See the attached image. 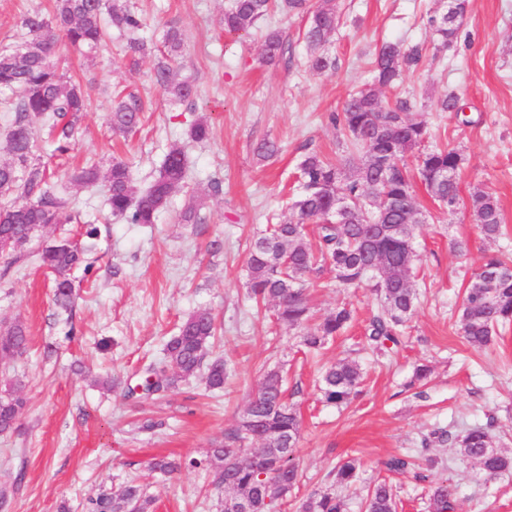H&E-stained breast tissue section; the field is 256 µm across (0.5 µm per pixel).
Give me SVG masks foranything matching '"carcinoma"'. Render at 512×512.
<instances>
[{"mask_svg": "<svg viewBox=\"0 0 512 512\" xmlns=\"http://www.w3.org/2000/svg\"><path fill=\"white\" fill-rule=\"evenodd\" d=\"M468 0H448V9L428 17L438 37V49H448L457 40L460 20ZM274 11L309 12L304 39L310 50L311 67L324 71L334 66L320 52L339 23L335 0H229L224 10V32L230 35L248 31ZM144 19L130 0H54L53 11L27 12L20 18L25 41L16 47L0 48V92L15 96L14 119L7 136L12 162L0 164V196H16L0 206V238L20 248L49 224H66L77 219L67 201L47 188L46 168L40 162L39 146L32 132L39 121L54 135V152L63 156L71 149L76 126L86 112V97L79 84L60 70L54 61L58 43L85 57L95 55L112 31L128 40L131 52L145 56L152 47L138 37ZM167 54L154 70V82L174 104H183L196 95V88L178 78L175 68L183 47L179 29L165 34ZM286 53V43L277 32L267 34L263 59L277 61ZM421 60L416 47L399 41L384 42L372 62L374 86L361 89L346 100L341 112L330 116L346 145L364 152V160L354 174L344 166L311 153L300 162L301 192L288 203V212L266 226L252 239L247 260V288L250 298L272 305L277 322L303 328L301 344L309 351L321 349L326 340L338 335L352 318L346 304L336 307L314 327L307 288L326 274L336 286L349 288L360 283L370 286L376 312L365 327L368 345L382 353L401 344L404 329L417 301L412 284L416 260L414 230L420 223V209L414 195L407 155H413L415 168L426 189L439 207L452 213L459 204L456 180L462 158L454 149H422L428 137L424 123L410 120L403 102L392 108L382 104L377 89L388 87L413 71ZM143 105L135 95L117 101L110 115L112 131L124 136L136 132L141 124ZM212 128L205 118L192 123L188 138L201 142ZM187 177L185 151L172 146L164 156L157 176L147 189L135 196L130 163L112 159L103 173L97 164L75 170L71 179L84 188L102 185L106 205L112 215L127 224H154L170 201L174 190ZM473 220L486 239L503 234L502 214L496 198L477 190L471 197ZM315 234L317 245L308 241ZM98 229H86L84 241L67 237L54 239L41 249L43 265L55 274L54 299L62 309L72 307L75 285L70 272L80 269L87 275L93 268L89 256ZM512 322V259L490 254L471 273L456 320L457 330L474 348L490 345L497 328ZM217 333L216 320L208 309H200L180 325L164 348V359L151 366L140 383L142 393L128 386L124 397L147 400L160 397L198 374L205 377L210 390H221L227 378L224 360L213 358ZM28 347V331L19 320L0 325V355L22 356ZM362 372L354 360H338L321 374L323 400L336 407L348 405L358 394ZM17 382L0 391V433L15 429L24 399ZM265 435L263 446L255 450L247 443L250 422ZM494 420L475 425L461 435L435 431V439L448 442L474 462L486 478L512 472V454L493 446ZM301 420L288 404L285 378L278 368L268 370L255 395L249 400L240 421L224 431L202 457L174 460L156 457L150 468L173 474L183 468L201 469L211 478L214 489L224 492L219 503L247 502L251 512H276L288 493L298 484L300 469L298 441ZM432 460L418 464L411 457L394 455L383 461L393 475L412 476L426 483L432 512H457L456 489L446 481L431 479ZM359 461L349 458L336 467V485L355 483ZM153 499L133 481L119 490L87 499L85 512H151ZM366 512H397L398 502L392 484L383 480L368 491ZM295 512H344V501L332 490L315 491L295 505Z\"/></svg>", "mask_w": 512, "mask_h": 512, "instance_id": "obj_1", "label": "carcinoma"}]
</instances>
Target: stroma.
<instances>
[{"label": "stroma", "mask_w": 512, "mask_h": 512, "mask_svg": "<svg viewBox=\"0 0 512 512\" xmlns=\"http://www.w3.org/2000/svg\"><path fill=\"white\" fill-rule=\"evenodd\" d=\"M227 2L134 0L145 19V41L162 47L172 25L183 33L177 71L197 90L183 105H171L154 83L153 59L132 65L119 36L92 60L60 52L61 69L88 95L70 162L53 156L45 128L34 127L33 134L49 187L73 200L84 218L98 221L94 269L75 279L77 297L68 313L53 301L37 246L79 233L80 225L47 226L37 245L18 257L0 255V321H21L29 334L26 354L0 361V387L21 380L26 398L16 429L0 435V512H82L88 497L132 479L153 497V512H216L219 493L205 471L165 477L148 463L205 454L238 423L263 375L276 366L286 370L289 402L302 416V478L294 497L330 486L336 464L354 455L361 460L359 477L340 495L346 512H362L383 461L424 450L437 460L433 480L455 486L462 512H512V476L486 479L445 442L421 446L434 431L460 434L492 417L495 446L512 452V326L480 351L456 327L472 270L486 254H512V0H469L455 44L379 91L386 105L410 102V117L428 127L429 145L448 146L464 158L455 213L440 209L422 182L414 184L425 221L415 230L418 302L406 343L386 355L365 346L362 329L375 310L374 296L363 285L336 287L327 276L309 292L314 320L343 302L354 317L344 336L308 357L298 329L273 325L271 310H257L248 298L250 241L297 191L296 167L306 154L361 162L362 152L342 146L330 113L340 111L351 92L372 84L371 62L383 42L432 48L435 34L427 19L447 0H336L341 20L325 46L335 66L323 72L308 67L305 14H274L248 34L231 36L221 23ZM50 3L0 0V45L21 42V14ZM272 30L289 52L266 64L264 39ZM119 90L140 96L144 106L141 128L126 138L108 124ZM449 93L459 98L461 115L440 110L439 100ZM202 115L213 136L188 146L186 183L157 223L110 217L103 189L71 182L73 168L91 161L105 170L120 157L131 166L135 189H146L170 146L182 143ZM264 139L277 142V155H257ZM213 177L223 183L216 196L204 191ZM477 189L499 202L506 230L497 240H486L472 220ZM192 202L201 208L202 223H179V213ZM456 239L468 241V252L453 249ZM214 240L219 250L210 249ZM201 308L214 312L221 326L214 352L229 368L222 390L206 391L199 376L163 399L136 403L103 388L106 378L135 383L163 358L180 323ZM345 357L358 362L363 384L354 402L339 410L321 402L319 370ZM421 364L431 375L417 394L406 384ZM148 419L165 425L142 431Z\"/></svg>", "instance_id": "stroma-1"}]
</instances>
